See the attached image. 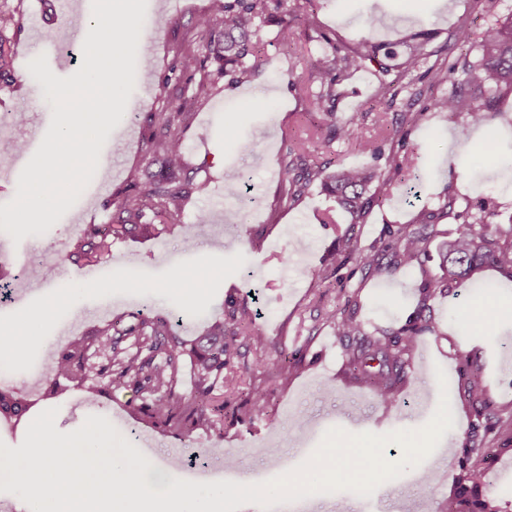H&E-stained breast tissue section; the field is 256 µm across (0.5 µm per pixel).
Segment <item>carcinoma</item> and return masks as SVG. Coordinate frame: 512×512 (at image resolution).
I'll use <instances>...</instances> for the list:
<instances>
[{"mask_svg":"<svg viewBox=\"0 0 512 512\" xmlns=\"http://www.w3.org/2000/svg\"><path fill=\"white\" fill-rule=\"evenodd\" d=\"M298 20V15L282 9V0H211L209 10L198 16L195 27L204 36L199 48H186L176 55V68L183 74H201L205 81L211 76L206 71L216 65V73L238 81L248 78L253 71L265 64L258 50L259 33L266 24H275L285 31ZM475 57L461 58L460 65L450 70L433 65L426 66L431 56L425 35H412L404 41L385 45L363 40L354 45L332 44L309 60L306 72L308 84H317L311 94L314 109L323 116V123L304 130L294 137L298 150L284 167V179L288 183L287 197L293 201L320 174V166L307 162L308 143L313 140L350 138L359 127V118L351 116L336 123V102L345 95L344 80L358 69L371 71L377 79V97L384 101L394 86L419 70H425L435 85L451 84V90L432 100L431 106L439 112H467L472 124L486 126L500 98L512 93V16L503 22H495L474 45ZM16 79L11 68L9 49L0 37V82ZM476 87L483 91L479 101L470 100L465 88ZM191 102L179 90L171 98L168 108L151 116L153 130L149 137L150 148L159 154L166 171L151 182L132 185L130 193L117 201L112 212V223L99 230V225L88 224L83 230V241L77 249L88 266L98 255L109 251L112 239L127 236L135 231L160 236L165 228L179 220L184 201L191 195H205L209 185L192 178L176 182L172 175L183 170L186 160V144L181 127L190 116ZM362 149L371 151L384 164L369 170L340 165L321 181V189L336 202V207L350 215L351 223L360 224L376 206L382 205L389 196L394 179L409 182L419 180L416 148L404 153L390 150L382 152L378 143H364ZM451 205L446 203L435 211L423 210L417 216L421 224L432 226L449 216ZM152 216L156 223L144 224L142 219ZM491 215L484 214L462 225L454 236L443 243L442 275L435 287L450 291L462 287L484 265H492L512 277V239L499 241L489 232ZM427 238L403 227L399 229L395 258L397 266L408 267L425 254ZM429 284L423 288L429 295ZM227 316L232 321L231 335L224 333V323L214 324L210 332L201 337L192 350L197 383L188 392L175 390L181 371L184 349L177 337L169 334L168 324L161 319L152 320L139 315L137 321L124 332L135 338L136 350L128 352L118 342L108 337L105 328L97 336L74 338L55 358L45 371L50 390H55L57 379L66 378L79 384L87 379L85 359L95 353L113 360L100 372L103 387H85V403L94 406L102 389L121 390L130 384L145 390L151 396L148 403L136 407V411L155 423L173 429L180 435L191 436L199 429H224V401L217 398V383L228 387L240 379V349L253 346L259 350H272L259 363V368L274 377L286 380L298 367V362L278 349L262 332L250 328L252 316L247 305L236 300L227 302ZM343 336H355L359 324L345 313L329 317ZM422 316L389 333L380 336L357 350L347 351L348 363L357 379L376 390L380 402L388 409L399 408L395 392L403 356L415 345L423 332ZM461 370L470 371L466 391L469 401L480 414H485L486 385L478 370L464 360ZM267 389L255 385L251 388L247 415L260 416L267 410ZM35 406V402L19 395L12 385L0 381V421L20 423ZM487 461L489 455L475 440H469L463 448L462 468L458 476L454 496L448 500L446 512H497L481 493L485 470L469 464L472 456Z\"/></svg>","mask_w":512,"mask_h":512,"instance_id":"cac0c4a2","label":"carcinoma"}]
</instances>
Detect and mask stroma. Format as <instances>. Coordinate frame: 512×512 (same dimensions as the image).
I'll return each instance as SVG.
<instances>
[{
  "mask_svg": "<svg viewBox=\"0 0 512 512\" xmlns=\"http://www.w3.org/2000/svg\"><path fill=\"white\" fill-rule=\"evenodd\" d=\"M70 2L67 13L60 0H0L1 6L20 12L23 28L12 60L15 71L25 77L19 88L0 84V204L14 198L20 173L39 147L53 112L44 85L26 79L29 62L45 55L50 43L57 48L46 55L55 75L71 76L82 65L91 0ZM209 2L147 0L141 32L151 47L152 63L137 66L124 116L107 137L93 180L45 234L19 242L0 235V255L10 259L12 283L9 301L0 302V325L11 323L21 309L39 306L54 289L73 287L75 278L91 283L78 291L75 305L60 307L52 321L36 326L34 338L14 356L7 381L37 400L39 408L57 409L62 429L75 431L91 414L83 388L64 380L58 395H43V369L68 339L108 324L113 337L127 345L131 339L123 331L133 313L166 317L187 306L193 318L172 324L171 331L189 348L203 335L207 321L223 318L228 299L244 297L259 314L257 327L289 356L299 358L297 373L285 381L272 380L256 369L258 353L246 349V387H266L275 413L263 421L240 417L246 387L226 393L224 434L219 438L199 430L187 439L152 426L134 411L138 396L133 389L103 392L99 413L120 435L135 446L143 435L152 437L143 451L153 466L146 479L159 470L170 481L197 482L206 471L228 481L249 477L262 482L303 462L330 428L383 435L423 427L439 401L437 370L454 375L458 359L469 355L481 368L486 398L499 418L496 429L484 438L485 447L497 453L486 470L484 491L494 496L503 486H512V316L500 315L477 332L451 316L455 309H470L479 293L461 288L454 294L440 289L428 297L422 294L423 284L435 282L440 274L443 237L459 224L491 210L497 230L512 227V95L501 99L491 119L499 133L498 147L484 155L478 151L484 130L470 126L466 113L431 109L433 98L447 93L448 85L416 79L399 90L392 104L379 106L373 101L374 77L354 72L343 83L347 95L337 103L336 115L361 112L365 119L351 140L315 146L314 160L325 171L340 163L375 166V158L361 152L358 141L375 138L379 126H394L408 106L425 111L421 120L404 126L405 147L419 149L423 185L418 196L408 195L406 183H395L389 200L363 223H350L316 182L297 201L288 202L282 173L295 130L318 119L309 110L306 90L294 85L293 76L304 72L323 39L389 44L428 29L433 59L447 67L470 52L494 18L512 13V0H497L491 12L484 0H287L299 14L290 35L294 53L282 54L278 28L272 25L263 31L259 45L269 64L256 76L236 85L223 79L214 87H189L193 106L184 133L187 158L191 175L208 180V194L193 196L179 226L160 239L131 234L113 240L110 253L92 269L66 260L86 225L109 223L111 199L157 171L148 153L146 117L165 110L172 93L165 81L177 51L200 43L193 16ZM368 16L373 19L369 28L364 25ZM462 27L470 33L466 45L455 41ZM19 143L27 145L26 154L16 152ZM228 182L239 183L238 196H225ZM447 201L452 213L439 221V234L430 240L426 256L413 266L394 267L387 246L397 228L415 224L421 208L435 209ZM202 210L210 221L200 225L195 215ZM364 253L378 256L381 273L363 267ZM33 262L54 267V279L46 283L24 276V268ZM201 267L219 269L220 274L200 281L199 297L185 303L168 284L176 270ZM420 307L429 329L407 357L401 407L395 412L380 403L374 389L354 379L346 350L359 345L362 337L373 336L375 328H400ZM332 310L352 314L361 336L337 335L325 320ZM449 399L453 428L422 463L383 483L371 497L341 490L266 511L248 504L237 512H443L455 491L463 445L478 425L463 393H452ZM201 448L207 451L204 469L182 467V460Z\"/></svg>",
  "mask_w": 512,
  "mask_h": 512,
  "instance_id": "stroma-1",
  "label": "stroma"
}]
</instances>
